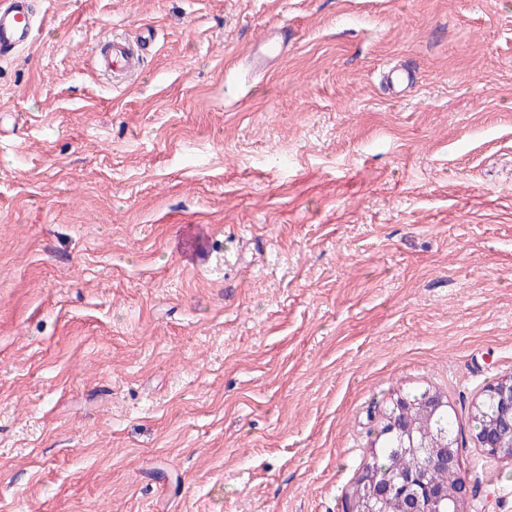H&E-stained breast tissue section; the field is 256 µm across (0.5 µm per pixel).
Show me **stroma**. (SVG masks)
I'll list each match as a JSON object with an SVG mask.
<instances>
[{
  "label": "stroma",
  "mask_w": 512,
  "mask_h": 512,
  "mask_svg": "<svg viewBox=\"0 0 512 512\" xmlns=\"http://www.w3.org/2000/svg\"><path fill=\"white\" fill-rule=\"evenodd\" d=\"M33 4L0 61V512H342L425 388L469 512H512L468 418L512 374V0ZM288 53V42L278 28L268 29L252 50L253 67L257 72L264 71L271 62ZM99 55L103 68L114 79L138 77L140 74V57L129 38L113 36L100 48ZM415 76L407 68L397 65L386 67L381 73V82L392 96H402L409 91L414 83ZM430 390L424 389V390H411L407 392H402L399 394H396L393 399L389 402L388 409H391L394 405V400L398 399L399 395H403L411 399L412 401H415L417 399L422 398L427 392ZM447 405V401H445L444 396L439 392H429L424 399L421 409L424 413L430 414L433 411H436L441 406Z\"/></svg>",
  "instance_id": "stroma-1"
}]
</instances>
